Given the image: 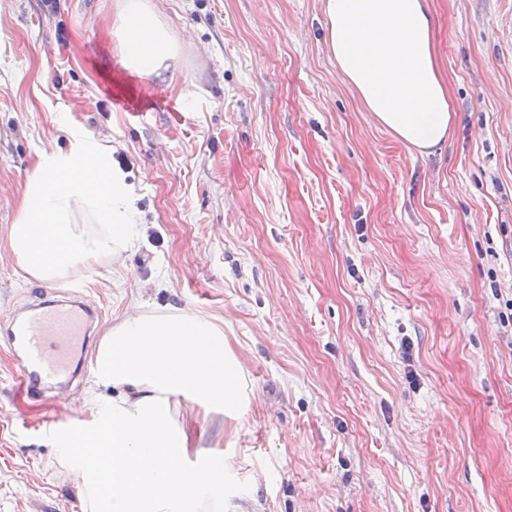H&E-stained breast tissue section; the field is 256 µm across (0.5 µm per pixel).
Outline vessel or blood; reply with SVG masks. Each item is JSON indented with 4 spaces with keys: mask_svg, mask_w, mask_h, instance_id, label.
Returning <instances> with one entry per match:
<instances>
[{
    "mask_svg": "<svg viewBox=\"0 0 512 512\" xmlns=\"http://www.w3.org/2000/svg\"><path fill=\"white\" fill-rule=\"evenodd\" d=\"M84 334L83 316L73 308L32 310L7 341L21 353L24 383L44 388L70 367V348Z\"/></svg>",
    "mask_w": 512,
    "mask_h": 512,
    "instance_id": "b4317fda",
    "label": "vessel or blood"
}]
</instances>
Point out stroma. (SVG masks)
<instances>
[{"label": "stroma", "mask_w": 512, "mask_h": 512, "mask_svg": "<svg viewBox=\"0 0 512 512\" xmlns=\"http://www.w3.org/2000/svg\"><path fill=\"white\" fill-rule=\"evenodd\" d=\"M179 66L116 57V0H0V237L38 153L111 147L139 240L81 269L100 317L43 399L0 338V512H82L64 442L112 408L90 365L140 298L224 322L253 399L238 434L188 401L248 512H512V0H430L456 112L423 158L366 112L321 0H153ZM65 281L0 246V326ZM97 414L68 400L86 389Z\"/></svg>", "instance_id": "obj_1"}]
</instances>
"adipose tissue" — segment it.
<instances>
[{
  "instance_id": "1",
  "label": "adipose tissue",
  "mask_w": 512,
  "mask_h": 512,
  "mask_svg": "<svg viewBox=\"0 0 512 512\" xmlns=\"http://www.w3.org/2000/svg\"><path fill=\"white\" fill-rule=\"evenodd\" d=\"M336 68L373 121L429 155L454 121L427 0H323ZM119 61L151 78L175 68L179 46L148 0H119ZM137 198L98 141L75 136L38 155L6 242L27 279L49 282L133 246ZM95 366L116 391L112 410L68 445L81 460L83 512H244L223 453L201 455L178 400L241 421L251 404L245 364L224 323L134 302L100 343Z\"/></svg>"
}]
</instances>
